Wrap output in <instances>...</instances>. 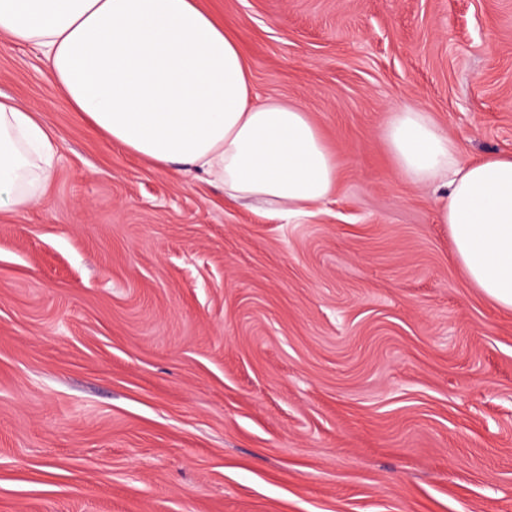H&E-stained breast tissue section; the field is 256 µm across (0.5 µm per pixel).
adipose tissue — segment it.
<instances>
[{
    "label": "adipose tissue",
    "instance_id": "ef3b65f1",
    "mask_svg": "<svg viewBox=\"0 0 512 512\" xmlns=\"http://www.w3.org/2000/svg\"><path fill=\"white\" fill-rule=\"evenodd\" d=\"M0 34L38 50L73 111L161 171H195L226 198L307 215L336 160L297 104L257 100L239 42L198 0H0ZM396 172L442 182L439 218L469 282L512 309V155L462 161L427 112L384 130ZM57 149L32 109L0 99V208L37 204Z\"/></svg>",
    "mask_w": 512,
    "mask_h": 512
}]
</instances>
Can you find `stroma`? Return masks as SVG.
Wrapping results in <instances>:
<instances>
[{"mask_svg": "<svg viewBox=\"0 0 512 512\" xmlns=\"http://www.w3.org/2000/svg\"><path fill=\"white\" fill-rule=\"evenodd\" d=\"M336 158L314 216L230 204L92 129L0 37L57 146L0 209V512H512V310L383 137L512 153V0H199Z\"/></svg>", "mask_w": 512, "mask_h": 512, "instance_id": "obj_1", "label": "stroma"}]
</instances>
